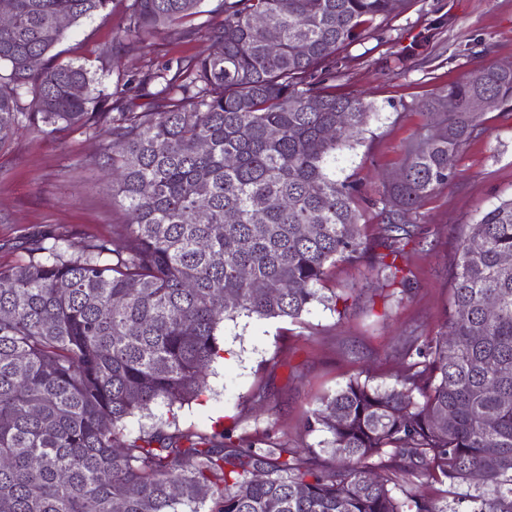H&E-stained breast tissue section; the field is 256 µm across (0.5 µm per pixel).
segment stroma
I'll list each match as a JSON object with an SVG mask.
<instances>
[{
	"mask_svg": "<svg viewBox=\"0 0 512 512\" xmlns=\"http://www.w3.org/2000/svg\"><path fill=\"white\" fill-rule=\"evenodd\" d=\"M128 0L109 14L72 26L53 53L84 65L100 87L146 104L138 79L184 57L213 49L211 26L223 21L222 0H203L184 34L165 30L150 48L123 42ZM337 92L363 93L376 110L361 142L336 162V174L357 182L373 202L360 218L364 242L383 234L378 201L410 141L422 133L425 102L471 73L512 64V0H399L362 41L338 55ZM100 140L59 125L37 132L20 126L0 146V268L26 258L33 239L63 234L67 257L123 231L126 214L98 161ZM512 195V106L488 109L482 130L461 148L450 185L433 193L409 221L415 236L398 262L410 270L408 290L378 279L369 261L337 262L326 288L345 293V316L315 306L300 322L245 316L224 323L226 354L213 366L207 403L182 407L180 430L210 431L223 420L248 444L267 434L291 448L318 447L324 435L306 428L309 413L353 377L392 384L409 348L443 331L448 319L449 268L465 227Z\"/></svg>",
	"mask_w": 512,
	"mask_h": 512,
	"instance_id": "35a3bbf8",
	"label": "stroma"
}]
</instances>
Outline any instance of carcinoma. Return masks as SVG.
<instances>
[{
    "mask_svg": "<svg viewBox=\"0 0 512 512\" xmlns=\"http://www.w3.org/2000/svg\"><path fill=\"white\" fill-rule=\"evenodd\" d=\"M202 2L129 0L123 37L147 48L161 29L183 34ZM110 3L0 0L12 15L0 144L24 122L93 131L127 215L117 243L66 260L65 236L45 235L0 268V512H458L448 491L413 492L401 474L467 486L470 512H512V198L468 225L446 330L401 378H353L312 410L308 429L329 434L337 465L262 439L242 448L219 419L208 434L176 427V409L211 392L224 321L294 323L316 304L345 314L348 297L321 285L367 246L362 190L335 164L373 107L324 81L395 0H224L216 50L147 73L139 86L161 89L140 112L49 57L67 34L59 18L105 16ZM477 95L511 104L512 71L479 70L427 101L426 132L380 200L379 268L404 289L406 217L454 179L483 124ZM340 115L344 132L325 136ZM156 405L167 418L141 423Z\"/></svg>",
    "mask_w": 512,
    "mask_h": 512,
    "instance_id": "obj_1",
    "label": "carcinoma"
}]
</instances>
